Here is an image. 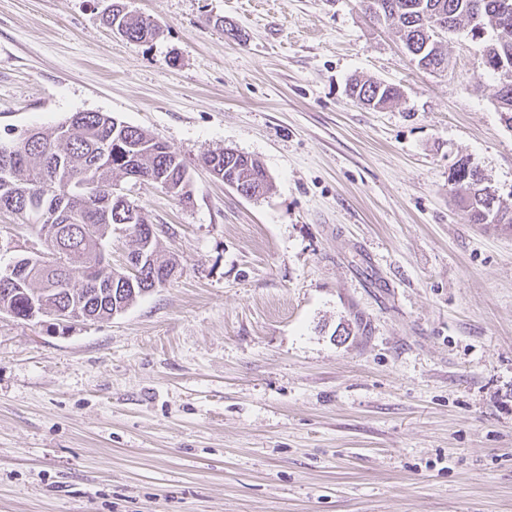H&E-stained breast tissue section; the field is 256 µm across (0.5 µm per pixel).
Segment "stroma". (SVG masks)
Here are the masks:
<instances>
[{
	"label": "stroma",
	"instance_id": "1",
	"mask_svg": "<svg viewBox=\"0 0 512 512\" xmlns=\"http://www.w3.org/2000/svg\"><path fill=\"white\" fill-rule=\"evenodd\" d=\"M112 2L0 0V141L107 112L166 142L189 202L118 187L178 270L109 320L0 311V512H512V235L448 193L466 158L512 208L481 40L429 72L358 0H122L164 29L135 43ZM44 248L0 211V268ZM349 96L369 108H384L401 95L399 88L394 85L371 79L355 78L348 88ZM234 151L224 149L206 153L202 158L203 164L215 178L220 176L221 179L226 178L235 184L236 188H232L243 197L252 198L253 196L248 194L249 191H253L252 195L268 192L272 188V183L264 177L267 171L263 164L248 154L235 156Z\"/></svg>",
	"mask_w": 512,
	"mask_h": 512
}]
</instances>
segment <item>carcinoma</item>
<instances>
[{"label":"carcinoma","instance_id":"cac0c4a2","mask_svg":"<svg viewBox=\"0 0 512 512\" xmlns=\"http://www.w3.org/2000/svg\"><path fill=\"white\" fill-rule=\"evenodd\" d=\"M482 2L485 30L497 33L482 49L487 69L500 76V67L512 68V29H502L504 0H359L373 18L397 22L408 54L424 70L448 68V56L441 41L426 26L430 19L442 20L450 29H459L470 20L477 2ZM117 25L127 40L147 41L161 27L150 18L130 17L121 6L106 19ZM349 96L372 108H383L400 97L394 85L355 78ZM203 164L215 177L236 185L243 197L264 194L272 188L265 180L266 169L255 157L241 156L231 149L209 152ZM138 169L144 181L176 197L190 198L186 165L167 143L104 112H76L52 132L32 130L14 143L0 142V210L14 214L45 241L47 251L63 255L62 265L48 268L25 263L13 281L3 282L0 273V311L28 317L31 301L44 300V306L85 309L95 319L112 316V287L129 276L115 270L103 257L112 225L128 220L113 196L114 177ZM455 173L463 175L464 193H448L466 213L472 224H495L512 232V210L489 208L488 186L480 170L466 159L458 160ZM164 225H156L152 240H135L132 250L146 249L157 269L176 267V260L162 255L160 237Z\"/></svg>","mask_w":512,"mask_h":512}]
</instances>
